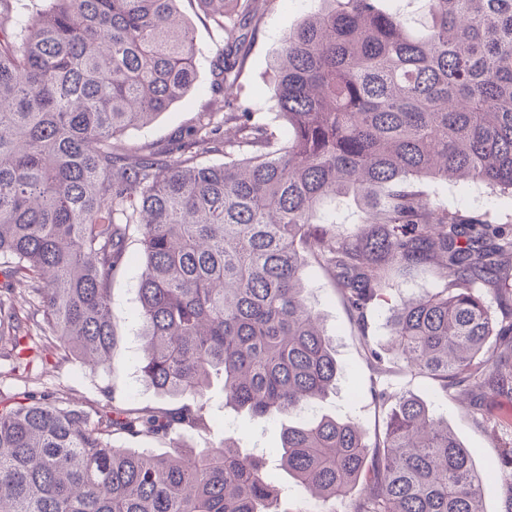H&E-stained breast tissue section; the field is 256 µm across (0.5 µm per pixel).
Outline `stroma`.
I'll use <instances>...</instances> for the list:
<instances>
[{
    "label": "stroma",
    "instance_id": "obj_1",
    "mask_svg": "<svg viewBox=\"0 0 512 512\" xmlns=\"http://www.w3.org/2000/svg\"><path fill=\"white\" fill-rule=\"evenodd\" d=\"M178 7L190 24L196 45L195 88L150 125L129 128L121 137L128 147L164 151L172 140L183 136L194 125L198 112L205 110L211 99L212 63L224 47V34L203 12L198 0H179ZM303 11L301 0H274L245 47L241 97L258 101L266 115L275 113L273 74L280 39L301 18ZM427 191L449 206L464 211L490 209L501 221L512 220V197L490 194L483 185L435 183ZM137 252V243L129 242L125 261L112 279V323L117 339L109 369L94 372L79 360L58 359L53 344L48 343L40 356L26 365L0 359V395L20 399L32 392L51 391L61 394L72 407L91 413L107 401L100 393L101 386L107 385L112 391L109 401L113 404L167 406V399L147 386L138 371L144 342L138 315L141 265ZM306 287L309 303L333 339L339 365L335 389L319 404L321 414L359 420L368 439H375L385 430L386 416L374 405V390L385 385L393 392H409L427 402L465 447L476 449L479 467L497 461L501 448L512 440L511 397L487 398L486 420L480 423L473 418L469 401L434 391L430 381L410 380L398 374L377 377L366 363L363 346L333 281L314 265L307 270ZM210 417V432L185 434L179 441L182 449L207 448L227 434L238 437L246 452L270 454L280 443L279 423L252 418L225 406L217 387L212 390ZM276 477L288 512H352V497H340L324 504L299 494L284 472H277Z\"/></svg>",
    "mask_w": 512,
    "mask_h": 512
}]
</instances>
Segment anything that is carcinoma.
I'll return each mask as SVG.
<instances>
[{
    "label": "carcinoma",
    "instance_id": "1",
    "mask_svg": "<svg viewBox=\"0 0 512 512\" xmlns=\"http://www.w3.org/2000/svg\"><path fill=\"white\" fill-rule=\"evenodd\" d=\"M177 2L42 0L25 19L0 0V255L29 297L21 317L0 294V351L21 363L51 336L58 354L107 365L112 277L134 229L141 376L190 398L92 417L53 392L0 401V512H284L267 461L232 436L175 454L115 444L210 429L215 377L224 406L290 421L276 457L300 494L358 486L352 512H484L481 485L512 470L511 445L478 472L408 393H375L387 423L372 444L315 412L339 366L305 270L333 279L377 374L512 395V321L488 302L512 307V225L424 191L467 181L512 196V0H421L419 24L385 0H312L281 39L279 125L229 94L270 0H200L224 31L210 107L164 154H131L119 136L196 82ZM220 151L228 162L196 163ZM341 197L360 211L353 233L324 213ZM422 272L435 288L392 307L377 350L369 316ZM492 336L509 350L486 355Z\"/></svg>",
    "mask_w": 512,
    "mask_h": 512
}]
</instances>
